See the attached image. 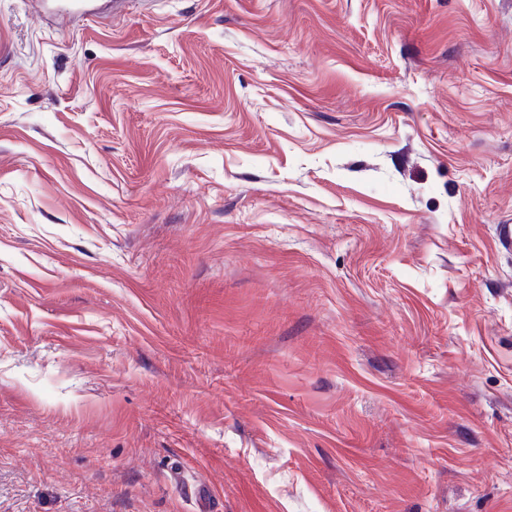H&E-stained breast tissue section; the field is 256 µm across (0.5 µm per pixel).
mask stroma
Segmentation results:
<instances>
[{"mask_svg":"<svg viewBox=\"0 0 512 512\" xmlns=\"http://www.w3.org/2000/svg\"><path fill=\"white\" fill-rule=\"evenodd\" d=\"M512 0H0V512H512ZM49 1L56 2L55 13L60 18L72 19L78 12L88 11L90 0H29L32 12L41 16L47 9Z\"/></svg>","mask_w":512,"mask_h":512,"instance_id":"obj_1","label":"stroma"}]
</instances>
